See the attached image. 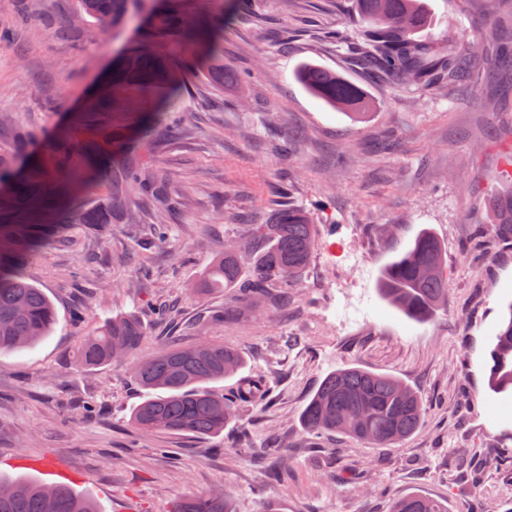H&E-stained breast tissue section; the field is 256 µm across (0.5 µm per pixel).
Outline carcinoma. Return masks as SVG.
Wrapping results in <instances>:
<instances>
[{"label":"carcinoma","mask_w":512,"mask_h":512,"mask_svg":"<svg viewBox=\"0 0 512 512\" xmlns=\"http://www.w3.org/2000/svg\"><path fill=\"white\" fill-rule=\"evenodd\" d=\"M136 21L129 0H74L83 23L99 33L138 23L140 40L112 62L99 93L64 126L55 125L38 137L16 124L0 121V136L14 142L12 153L0 154V355L36 346L57 321L52 301L27 283L21 268L41 242L45 224H113L127 205V193L154 201L169 211L184 206V198L167 192L165 182L145 176L134 153L136 143L127 125L114 119L125 112L126 94L142 100L137 115L141 128L166 118V135L179 136L184 116L170 111L187 88L188 75L210 69L219 79L235 80L224 72L218 41L223 17L191 12L182 0H151ZM355 12L372 25L368 47L357 48L364 67L373 74H392L431 86L442 80L469 77L473 50L430 55L416 36L429 22L423 0H353ZM294 79L308 92L361 119L371 108L365 93L336 71L311 62L299 64ZM511 181L488 194L495 235L512 243V153L504 157ZM98 189L92 202L87 194ZM317 235L305 211L281 209L267 224H250L245 250L224 248L206 267L196 293L224 291V316L241 314L261 299L271 300L301 280ZM377 291L382 300L407 318L426 322L448 299L445 248L427 230L380 269ZM511 316L500 325L489 352L491 391H512ZM147 337L133 314H117L97 323L83 337L76 366L92 370L136 353ZM244 366L239 352L206 338L183 348L171 342L139 360L134 380L149 396L131 413L137 430L167 431L193 436L224 432L237 405L266 404L257 383H245L231 398L211 392L207 384L235 376ZM425 407L421 394L395 376L352 366L328 374L310 397L301 418L315 439L329 433L355 437L377 447L391 446L421 425ZM0 512H100L89 496L67 485L27 479H1ZM173 512H234L230 497L192 494ZM392 512H448L441 501L409 494L393 502Z\"/></svg>","instance_id":"cac0c4a2"}]
</instances>
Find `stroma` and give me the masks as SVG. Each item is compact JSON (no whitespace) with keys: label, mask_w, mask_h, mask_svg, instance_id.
Returning <instances> with one entry per match:
<instances>
[{"label":"stroma","mask_w":512,"mask_h":512,"mask_svg":"<svg viewBox=\"0 0 512 512\" xmlns=\"http://www.w3.org/2000/svg\"><path fill=\"white\" fill-rule=\"evenodd\" d=\"M431 25L420 43L436 51L479 43L489 11L512 33V0H426ZM43 19L27 26L19 46L0 48V116L33 130L65 123L113 56L139 36L135 26L104 34L90 28L58 34L73 0H42ZM366 25L352 0H253L245 18L224 21V66L252 78L220 82L206 71L172 108L184 113L178 140L163 124L142 134L149 175L186 193L183 210L153 203L130 208L115 224H71L46 236L23 274L42 288L57 322L37 346L0 356V473L65 480L89 491L102 512H171L179 497L205 491L230 495L236 512H389L392 498L418 493L461 512L476 495L491 512L512 506V466L489 468L480 485L471 468L512 448V404L487 387V360L503 306L512 300V245L493 240L486 206L490 180L512 149V71L484 78L474 56L468 85L406 83L374 76L352 48ZM312 61L349 79L374 102L363 120L310 96L293 78ZM293 141L292 154L278 144ZM305 208L318 226L309 269L287 305L267 303L212 325L208 339L245 359L237 378L213 383L228 395L237 379L269 376L271 402L241 407L218 436L140 433L129 425L147 396L131 376L138 356L158 337L224 306L215 291L187 292L225 243L250 224L268 223L288 206ZM170 226V244H154V224ZM443 243L451 289L448 309L408 320L378 295L384 263L421 229ZM343 241L363 256L368 273L324 252ZM170 308L180 329L160 321ZM102 321L137 315L148 340L139 355L92 371L75 366L87 328L77 309ZM357 365L393 375L421 391L422 425L392 448L336 436L317 445L301 414L324 377ZM98 413L86 414L87 404ZM247 448H233L240 428ZM288 474L270 478L277 462Z\"/></svg>","instance_id":"35a3bbf8"}]
</instances>
